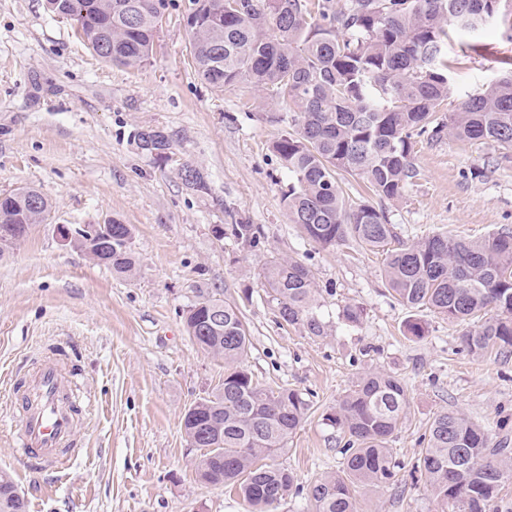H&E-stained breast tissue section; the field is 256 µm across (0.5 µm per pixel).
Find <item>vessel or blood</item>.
Listing matches in <instances>:
<instances>
[{
  "mask_svg": "<svg viewBox=\"0 0 512 512\" xmlns=\"http://www.w3.org/2000/svg\"><path fill=\"white\" fill-rule=\"evenodd\" d=\"M11 401L21 455L41 466L62 468L76 446L81 408L69 373L54 364L43 366L12 384Z\"/></svg>",
  "mask_w": 512,
  "mask_h": 512,
  "instance_id": "b4317fda",
  "label": "vessel or blood"
}]
</instances>
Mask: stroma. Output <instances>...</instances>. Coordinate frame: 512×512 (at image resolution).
Here are the masks:
<instances>
[{
    "mask_svg": "<svg viewBox=\"0 0 512 512\" xmlns=\"http://www.w3.org/2000/svg\"><path fill=\"white\" fill-rule=\"evenodd\" d=\"M153 56L105 61L45 0H0V194L41 191L47 219L0 257V471L26 512H247L236 494L196 476L198 451L185 409L224 381V361L199 351L183 313L204 297L240 308L250 339L242 364L262 384L306 394L312 408L272 459L295 482L277 512H314L307 492L338 471L343 444L325 418L363 374L384 370L408 388L407 417L388 446L403 463L393 486H365L357 512H436L412 465L434 416L457 410L492 440L512 439V357L472 355L462 328L419 312L428 333L405 332L409 310L393 297L382 253L350 243L320 248L288 219V176L271 145L290 122L271 121L261 92L214 88L196 75L190 0H165ZM488 27L477 50L448 48L461 97L512 68V43ZM163 130L171 157L139 149L138 131ZM417 175L396 200L375 199L404 243L445 232L467 239L512 230V149L449 136L414 147ZM191 165L206 192L186 187ZM117 220L133 228L137 270L124 278L62 245L58 226ZM255 224L258 247L217 237L221 224ZM307 265L323 336L284 323L262 276L273 259ZM359 307L358 323L344 321ZM66 361L87 405L79 450L64 468L23 461L13 446L8 386Z\"/></svg>",
    "mask_w": 512,
    "mask_h": 512,
    "instance_id": "35a3bbf8",
    "label": "stroma"
}]
</instances>
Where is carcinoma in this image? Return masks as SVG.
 <instances>
[{"mask_svg":"<svg viewBox=\"0 0 512 512\" xmlns=\"http://www.w3.org/2000/svg\"><path fill=\"white\" fill-rule=\"evenodd\" d=\"M52 13L71 16L78 33L101 58L128 67L153 54L164 0H47ZM502 0H191L187 23L198 77L216 87L246 84L293 128L272 151L288 173L289 219L321 248L354 241L371 249L395 237L388 217L362 199L343 194L338 172L357 175L379 198H399L417 176L413 140L443 132L460 141H490L512 148V73L461 98L448 120L437 118L450 96L448 28L476 36L500 15ZM142 152L171 146L160 130L137 133ZM197 192L207 189L194 168L182 171ZM48 199L33 187L0 195V256L47 219ZM92 225L71 230L70 243L113 273L135 270L133 232L112 221L107 233ZM229 235L256 247L254 224H226ZM385 275L394 298L411 311L429 309L465 323L493 313L460 339L471 354H512V231L467 241L446 233L388 253ZM280 318L324 334L314 311L309 268L275 259L265 269ZM184 327L192 343L224 359V384L190 405L184 433L198 448L197 476L237 491L251 512H274L294 485L293 473L262 463L283 450L305 420L311 402L287 386L275 389L240 366L250 340L237 305L203 298L189 307ZM409 408L405 384L371 371L360 377L326 416L344 439V462L310 483L315 512H357V484L392 485L403 464L387 448ZM413 471L426 478L438 512H512L500 497L512 476L508 441L491 442L462 412L436 415ZM0 512H25L12 477L0 473Z\"/></svg>","mask_w":512,"mask_h":512,"instance_id":"carcinoma-1","label":"carcinoma"}]
</instances>
